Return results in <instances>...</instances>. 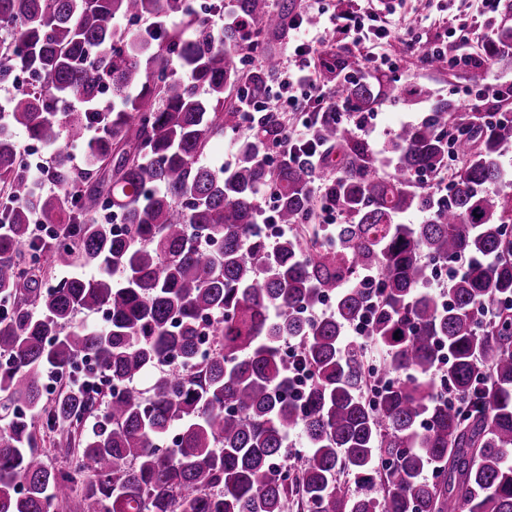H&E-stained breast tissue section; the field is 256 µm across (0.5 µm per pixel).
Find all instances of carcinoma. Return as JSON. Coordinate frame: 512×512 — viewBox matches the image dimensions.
Segmentation results:
<instances>
[{"label":"carcinoma","mask_w":512,"mask_h":512,"mask_svg":"<svg viewBox=\"0 0 512 512\" xmlns=\"http://www.w3.org/2000/svg\"><path fill=\"white\" fill-rule=\"evenodd\" d=\"M234 7L254 26L250 71L239 30L216 42L188 0H0V84L34 78L0 121V512H512V122L436 101L396 133L383 174V151L328 117L336 170L312 169L308 147L267 162L286 124L263 112L226 173L203 159L242 127L236 99L268 95L271 44L295 13L294 0ZM511 50L512 29L482 45ZM336 93L361 115L400 91L380 75ZM66 97L83 110L57 111ZM13 129L43 145L93 129L91 162L77 169L58 151L57 190L40 192ZM422 173L450 174L447 193ZM317 181L333 227L313 223ZM267 195L288 226L274 243ZM411 212L426 217L404 223ZM448 262L458 271L435 293L432 269ZM73 266L96 273L43 286ZM362 272L377 287L351 285ZM329 297L331 317L299 316ZM82 311L106 312V325L74 323ZM361 319L383 348L377 364L343 336ZM443 350L448 397L433 377ZM89 359L104 400L72 377ZM47 374L64 381L49 402ZM40 419L77 434L73 469L46 464ZM297 427L306 445L285 468Z\"/></svg>","instance_id":"carcinoma-1"}]
</instances>
